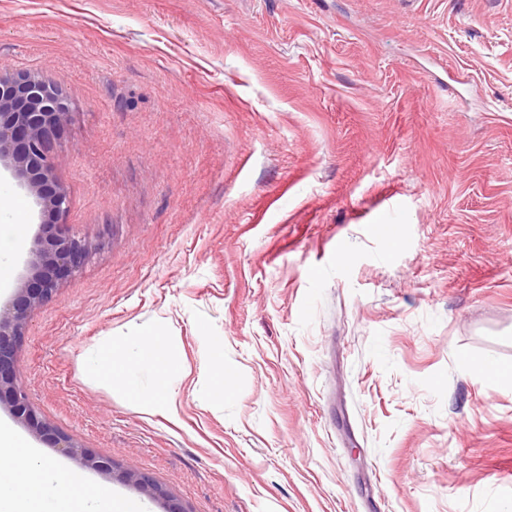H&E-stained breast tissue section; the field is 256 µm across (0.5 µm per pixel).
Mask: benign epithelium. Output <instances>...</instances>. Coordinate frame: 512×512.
<instances>
[{
	"mask_svg": "<svg viewBox=\"0 0 512 512\" xmlns=\"http://www.w3.org/2000/svg\"><path fill=\"white\" fill-rule=\"evenodd\" d=\"M73 112L68 96L42 76L31 72L0 75V161L10 163L49 217L34 240L27 280L17 288L12 304L0 309V407H8L18 422L83 467L114 475L165 500L167 491L149 476L134 469L115 471L112 459L93 453L42 419L30 403L17 363L31 312L56 297L61 276L79 272L90 254L85 241L56 223L66 213L69 198L55 176L51 149L58 130Z\"/></svg>",
	"mask_w": 512,
	"mask_h": 512,
	"instance_id": "benign-epithelium-1",
	"label": "benign epithelium"
}]
</instances>
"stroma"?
I'll use <instances>...</instances> for the list:
<instances>
[{"label":"stroma","mask_w":512,"mask_h":512,"mask_svg":"<svg viewBox=\"0 0 512 512\" xmlns=\"http://www.w3.org/2000/svg\"><path fill=\"white\" fill-rule=\"evenodd\" d=\"M21 71L77 106L91 247L18 349L46 421L184 512H512V384L470 368H512V0H0ZM0 191L5 307L43 218Z\"/></svg>","instance_id":"1"}]
</instances>
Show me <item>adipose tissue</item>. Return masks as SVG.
I'll return each mask as SVG.
<instances>
[{
    "instance_id": "adipose-tissue-1",
    "label": "adipose tissue",
    "mask_w": 512,
    "mask_h": 512,
    "mask_svg": "<svg viewBox=\"0 0 512 512\" xmlns=\"http://www.w3.org/2000/svg\"><path fill=\"white\" fill-rule=\"evenodd\" d=\"M0 512H141L132 501L56 476L37 449L0 423Z\"/></svg>"
}]
</instances>
